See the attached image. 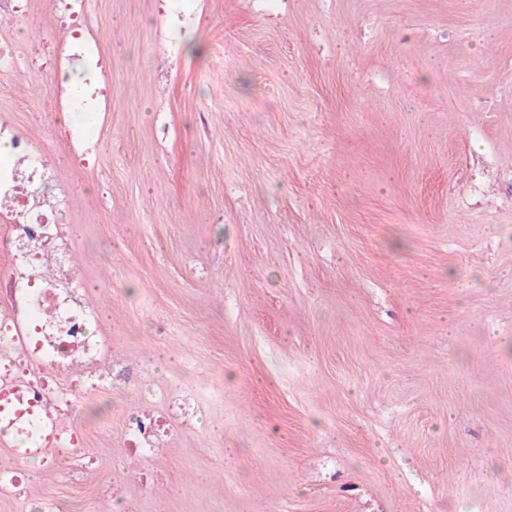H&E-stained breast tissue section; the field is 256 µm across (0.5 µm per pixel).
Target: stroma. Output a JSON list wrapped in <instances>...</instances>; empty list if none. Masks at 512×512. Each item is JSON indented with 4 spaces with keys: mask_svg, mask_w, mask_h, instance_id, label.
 Listing matches in <instances>:
<instances>
[{
    "mask_svg": "<svg viewBox=\"0 0 512 512\" xmlns=\"http://www.w3.org/2000/svg\"><path fill=\"white\" fill-rule=\"evenodd\" d=\"M84 10L94 163L29 66L71 41L50 0L0 32V122L69 186L70 263L138 376L69 374L84 452L0 450V512H512V0ZM106 64L100 63V59L97 62V68L99 69L98 74L92 82H89V92L82 94L79 99H71L70 107L73 112L88 111V109L105 96L110 88L108 80L102 79L103 68ZM177 413L171 412L166 416L153 411H145L131 425L129 446L149 455L154 448H160L164 436L171 434L177 428Z\"/></svg>",
    "mask_w": 512,
    "mask_h": 512,
    "instance_id": "35a3bbf8",
    "label": "stroma"
}]
</instances>
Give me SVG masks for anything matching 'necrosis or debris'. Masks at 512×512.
<instances>
[{"instance_id": "necrosis-or-debris-1", "label": "necrosis or debris", "mask_w": 512, "mask_h": 512, "mask_svg": "<svg viewBox=\"0 0 512 512\" xmlns=\"http://www.w3.org/2000/svg\"><path fill=\"white\" fill-rule=\"evenodd\" d=\"M0 140L12 146L10 154L0 157V236L13 242L11 254L0 262V307L7 316L0 325V383L17 382L6 412L18 414L19 429L32 434L38 430L40 400L54 401L65 416L76 408L59 382L72 363H84V378L92 389L131 381L137 372L130 367L102 372L96 367L110 341L91 336L90 328L100 316L86 305L84 289L67 262L68 187L47 156L33 149L15 126L0 124ZM49 197L56 201L51 209L43 205ZM48 251L60 258L50 275L42 268ZM176 427V413L143 412L131 426L129 445L151 453Z\"/></svg>"}]
</instances>
